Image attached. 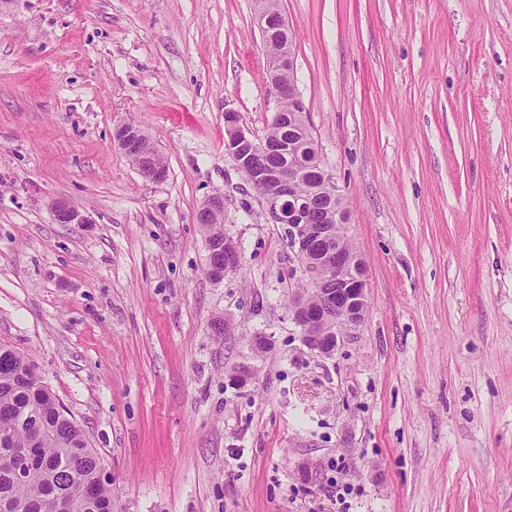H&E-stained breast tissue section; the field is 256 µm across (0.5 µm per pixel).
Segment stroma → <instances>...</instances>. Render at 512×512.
<instances>
[{
    "label": "stroma",
    "instance_id": "1",
    "mask_svg": "<svg viewBox=\"0 0 512 512\" xmlns=\"http://www.w3.org/2000/svg\"><path fill=\"white\" fill-rule=\"evenodd\" d=\"M280 6L369 273L361 324L331 357L304 345L288 227L224 149L225 112L261 140L280 106L256 0H14L0 343L97 449L112 512H512V0ZM216 193L241 256L218 281L195 221ZM144 136L139 129L128 124L116 128L113 136L114 143L132 160L139 171L137 160L142 153ZM53 215L60 224H87L91 218L79 211L75 206L64 202H56L53 206Z\"/></svg>",
    "mask_w": 512,
    "mask_h": 512
}]
</instances>
